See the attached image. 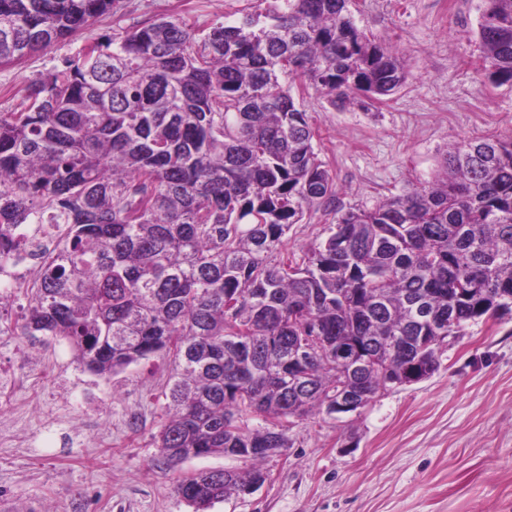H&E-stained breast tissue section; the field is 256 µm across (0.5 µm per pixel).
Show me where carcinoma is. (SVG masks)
I'll return each mask as SVG.
<instances>
[{"mask_svg":"<svg viewBox=\"0 0 512 512\" xmlns=\"http://www.w3.org/2000/svg\"><path fill=\"white\" fill-rule=\"evenodd\" d=\"M348 2L273 0L205 33L161 17L91 36L0 113V258L21 225L56 228L21 333L67 342L102 377L171 355L164 462L254 461L178 481L195 512L264 482L265 449L288 447L292 420L332 415L340 389L366 407L406 364L434 372L446 339L512 314V135L449 147L431 183L352 208L300 257L271 261L291 225L336 200L297 98L313 88L368 110L407 80ZM482 2L485 74L512 85V0ZM118 3L0 0V65ZM356 345L370 367L336 358Z\"/></svg>","mask_w":512,"mask_h":512,"instance_id":"cac0c4a2","label":"carcinoma"}]
</instances>
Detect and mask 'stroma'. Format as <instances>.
<instances>
[{
  "mask_svg": "<svg viewBox=\"0 0 512 512\" xmlns=\"http://www.w3.org/2000/svg\"><path fill=\"white\" fill-rule=\"evenodd\" d=\"M250 0H120L89 28L118 33L172 16L197 30L232 21ZM481 0H350L357 26L396 48L405 86L376 108L302 101L336 203L307 214L284 252L317 243L351 208L433 180L449 145L512 132V85L483 74ZM88 33V34H89ZM86 36V35H85ZM77 35L0 65V113L27 80L74 57ZM26 298L0 307V512H192L178 480L250 461L213 454L164 464L156 435L173 372L165 353L104 378L66 343L22 335ZM428 379L382 393L360 412L295 420L265 482L210 512H512V316L466 328L443 347Z\"/></svg>",
  "mask_w": 512,
  "mask_h": 512,
  "instance_id": "1",
  "label": "stroma"
}]
</instances>
